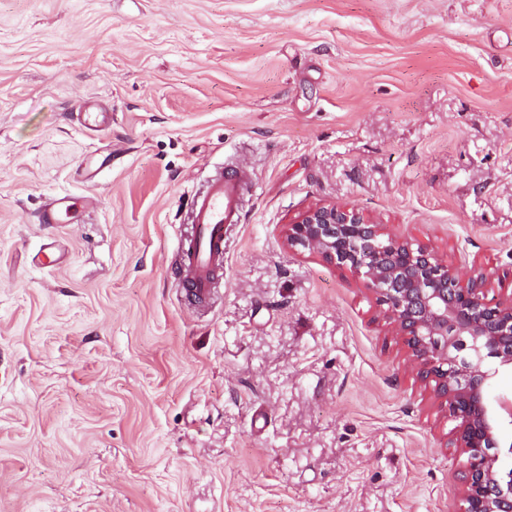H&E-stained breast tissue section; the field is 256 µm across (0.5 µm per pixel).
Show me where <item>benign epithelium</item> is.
Instances as JSON below:
<instances>
[{
	"instance_id": "7a95c632",
	"label": "benign epithelium",
	"mask_w": 512,
	"mask_h": 512,
	"mask_svg": "<svg viewBox=\"0 0 512 512\" xmlns=\"http://www.w3.org/2000/svg\"><path fill=\"white\" fill-rule=\"evenodd\" d=\"M293 251L308 250L353 272L373 294L386 325L403 338L416 379L455 422L463 512H512V399L488 389L512 370V293L485 300L484 276L465 279L428 245L384 234L351 204L322 203L284 225Z\"/></svg>"
}]
</instances>
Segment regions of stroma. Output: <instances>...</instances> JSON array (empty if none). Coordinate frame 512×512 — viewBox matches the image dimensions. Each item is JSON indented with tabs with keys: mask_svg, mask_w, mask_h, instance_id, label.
<instances>
[{
	"mask_svg": "<svg viewBox=\"0 0 512 512\" xmlns=\"http://www.w3.org/2000/svg\"><path fill=\"white\" fill-rule=\"evenodd\" d=\"M224 165L198 307L178 241ZM334 201L512 289V0H0V512H461L373 297L283 241ZM248 183L239 167L215 172L203 190L196 192L187 224L190 231L181 242L182 288L196 303H206L224 263V232L241 217Z\"/></svg>",
	"mask_w": 512,
	"mask_h": 512,
	"instance_id": "stroma-1",
	"label": "stroma"
}]
</instances>
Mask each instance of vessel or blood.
<instances>
[{"instance_id": "b4317fda", "label": "vessel or blood", "mask_w": 512, "mask_h": 512, "mask_svg": "<svg viewBox=\"0 0 512 512\" xmlns=\"http://www.w3.org/2000/svg\"><path fill=\"white\" fill-rule=\"evenodd\" d=\"M248 183L239 167L220 170L196 192L188 217L190 230L179 252L182 258V287L196 303H206L216 286L217 272L224 263V232L238 223Z\"/></svg>"}]
</instances>
